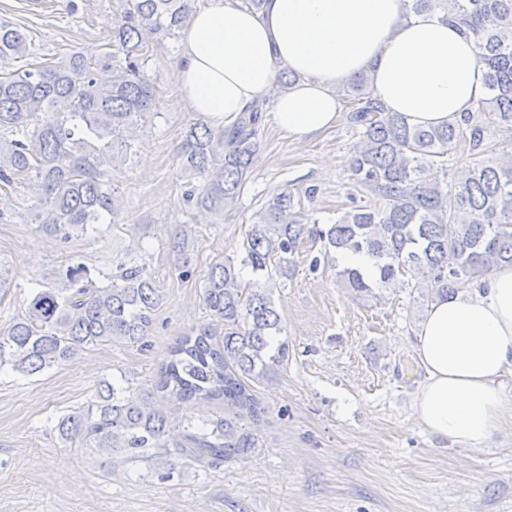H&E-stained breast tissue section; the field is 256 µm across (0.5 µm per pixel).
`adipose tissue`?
Returning <instances> with one entry per match:
<instances>
[{
  "instance_id": "adipose-tissue-1",
  "label": "adipose tissue",
  "mask_w": 512,
  "mask_h": 512,
  "mask_svg": "<svg viewBox=\"0 0 512 512\" xmlns=\"http://www.w3.org/2000/svg\"><path fill=\"white\" fill-rule=\"evenodd\" d=\"M404 11L405 0H266L259 13L212 0L182 34L177 93L216 128L272 99L274 124L297 142L335 123L336 87L359 74L412 126L474 111L486 86L473 39L432 15L403 21ZM282 68L299 80L279 93ZM414 350L424 371L415 420L439 439L487 446L512 420V266L433 302Z\"/></svg>"
}]
</instances>
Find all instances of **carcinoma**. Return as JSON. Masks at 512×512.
<instances>
[{
    "label": "carcinoma",
    "instance_id": "obj_1",
    "mask_svg": "<svg viewBox=\"0 0 512 512\" xmlns=\"http://www.w3.org/2000/svg\"><path fill=\"white\" fill-rule=\"evenodd\" d=\"M195 0H129L112 18V46L102 55L74 53L52 65L12 68L31 54L27 33L0 21V185L27 184L36 195L31 221L63 245L112 224L120 211L112 169L127 160L131 130L153 112L155 88L142 64L147 35L176 38ZM436 15L473 38L487 94L473 112L443 126H411L373 97L371 78L342 88L351 123L360 128L350 168L367 201L323 228L300 218L303 193L286 188L251 217L236 254L216 263L203 286L210 323L181 337L156 375L155 390L177 401L224 405L211 427L175 426L151 396L102 382L93 400L57 423L60 439L85 448H165L172 438L198 463L227 462L258 447L239 425L257 418L254 385L277 378L288 364V336L270 283L292 274L305 238L323 243L339 287L380 301L381 290L427 288L426 302L447 298L503 265H512V164L474 159L448 182L444 155L465 143L484 152L490 129L512 132V0H406L405 18ZM258 112L226 129L190 125L177 147L182 199L198 214L223 220L234 209L258 152ZM172 267L191 277L195 238L183 225L170 238ZM364 252L376 276L342 264ZM251 269L245 281L242 269ZM162 294L138 259L121 258L103 284L78 262L57 282L36 288L27 307L0 331V367L25 376L73 363L97 345L144 343Z\"/></svg>",
    "mask_w": 512,
    "mask_h": 512
}]
</instances>
